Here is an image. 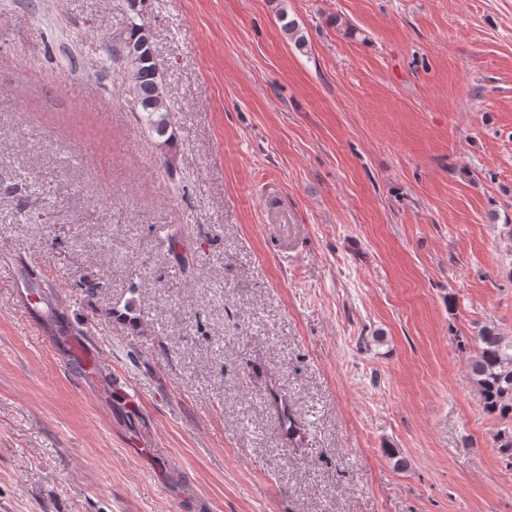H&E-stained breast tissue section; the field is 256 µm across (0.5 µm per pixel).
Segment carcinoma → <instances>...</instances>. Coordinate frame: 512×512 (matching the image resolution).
<instances>
[{"label":"carcinoma","instance_id":"obj_1","mask_svg":"<svg viewBox=\"0 0 512 512\" xmlns=\"http://www.w3.org/2000/svg\"><path fill=\"white\" fill-rule=\"evenodd\" d=\"M110 61L128 75V93L141 119L163 145L173 148L168 89L153 53L150 30L135 22L105 42ZM470 378L484 410L501 419L512 420V339L493 328L481 329L474 339Z\"/></svg>","mask_w":512,"mask_h":512}]
</instances>
